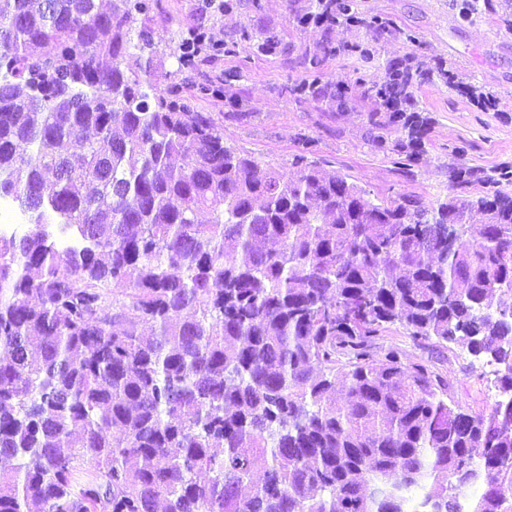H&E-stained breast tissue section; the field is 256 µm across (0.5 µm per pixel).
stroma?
<instances>
[{"label":"stroma","mask_w":512,"mask_h":512,"mask_svg":"<svg viewBox=\"0 0 512 512\" xmlns=\"http://www.w3.org/2000/svg\"><path fill=\"white\" fill-rule=\"evenodd\" d=\"M363 12L392 19L414 31L419 48L392 39L379 43L377 63L405 56L411 50L428 59L454 63L476 84L494 92L499 107L483 112L467 99L435 82L417 92L418 106L434 120L427 153L412 175H404L391 159L372 152L365 141V108L337 114L328 105L294 100L288 88L302 79L301 55L325 39L336 42L362 40L363 30H325L296 26L294 16L305 11L309 0H236L232 12L202 15L197 0H160L147 21L162 47L153 61L152 79L159 87L178 82L177 62L171 42L202 27L215 40H234L231 53L201 54L193 73L199 84L220 87L217 96H203L193 111L209 113L224 129L226 145L249 151L260 164L276 166L284 175L294 168L292 156L301 138L313 140L312 158L329 171L347 176L362 187L372 201H393L412 194L428 202L448 193V167L457 161L470 166L512 164V31L495 17L459 22L449 0H359ZM273 29L281 39L280 50L260 53L252 29ZM465 147L457 157L456 147ZM384 346L401 350L411 361L430 360L451 381L453 398L462 409L479 412L488 408L496 393L494 365L486 364L466 349L452 345L442 353L418 346L401 331L392 330Z\"/></svg>","instance_id":"obj_1"}]
</instances>
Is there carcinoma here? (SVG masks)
<instances>
[{
  "label": "carcinoma",
  "instance_id": "carcinoma-1",
  "mask_svg": "<svg viewBox=\"0 0 512 512\" xmlns=\"http://www.w3.org/2000/svg\"><path fill=\"white\" fill-rule=\"evenodd\" d=\"M451 2L512 29V0ZM153 8L0 0V196L31 217L0 237V512H512V368L471 414L431 362L372 354L397 324L416 345L512 357L493 303L512 294V164L448 168L435 206L375 203L302 153L285 180L153 83ZM296 21L365 30L304 51L309 78L288 87L339 114L355 102L321 81L326 57L418 44L357 0H311ZM202 38L178 44L180 69ZM379 70L360 79L366 142L406 174L427 152L423 83L497 107L415 52ZM52 224L81 245L58 247Z\"/></svg>",
  "mask_w": 512,
  "mask_h": 512
}]
</instances>
